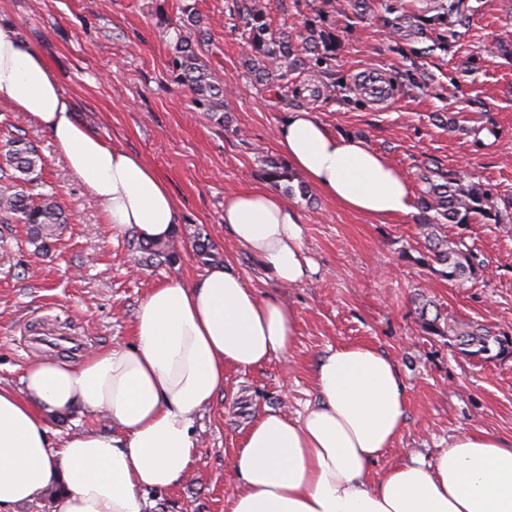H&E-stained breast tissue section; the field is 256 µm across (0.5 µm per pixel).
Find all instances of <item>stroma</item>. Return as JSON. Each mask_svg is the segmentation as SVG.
<instances>
[{
  "instance_id": "1",
  "label": "stroma",
  "mask_w": 512,
  "mask_h": 512,
  "mask_svg": "<svg viewBox=\"0 0 512 512\" xmlns=\"http://www.w3.org/2000/svg\"><path fill=\"white\" fill-rule=\"evenodd\" d=\"M237 0H0L11 25L48 62L79 118L154 167L179 207L175 265L139 263L131 233L107 227L59 158L49 135L23 113L0 105V142L31 141L42 178L69 222L48 254L36 253L22 224H0V382L19 386L42 353L31 328L71 333L84 352L130 344L136 311L170 278L201 279L207 244L229 258L260 296H275L299 316L289 359L228 371L224 388L195 418L194 465L166 490L145 494L144 512H225L237 482L229 461L255 417L296 414L314 401L312 370L328 347L367 344L390 356L407 386L406 425L375 471L419 457L432 461L465 430L484 429L512 444V356L483 362L424 332L420 301L443 317L512 335V210L497 224H445L440 235L484 258L483 276L444 278L422 262L425 235L416 216L375 224L318 190L289 198L299 210L304 248L316 267L305 282L278 283L224 224V196L264 179L261 156H278L284 110L308 108L333 132L362 139L421 192L426 170L454 171L512 198V0H462L467 24L430 25L434 0H265L271 27L301 42L308 29L336 35L328 73H301L285 100L258 93L245 67ZM194 4L209 35L203 56L226 90L224 124L197 110L172 78L169 18ZM387 74L389 101L360 93L365 70ZM336 83L334 97L322 96ZM458 127L449 130L448 117Z\"/></svg>"
}]
</instances>
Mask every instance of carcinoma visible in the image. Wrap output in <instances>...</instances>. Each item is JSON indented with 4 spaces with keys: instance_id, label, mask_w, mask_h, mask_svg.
Wrapping results in <instances>:
<instances>
[{
    "instance_id": "carcinoma-1",
    "label": "carcinoma",
    "mask_w": 512,
    "mask_h": 512,
    "mask_svg": "<svg viewBox=\"0 0 512 512\" xmlns=\"http://www.w3.org/2000/svg\"><path fill=\"white\" fill-rule=\"evenodd\" d=\"M242 26V36L247 47V65L250 81L263 89H286L292 73L307 69L317 70L331 59L336 51V35L325 30H313L305 42L304 51L293 45L288 35L276 33L271 28L264 0H242L237 6ZM160 23L173 27L176 38L171 54L174 80L188 87L195 106L211 120L224 123V86L213 76L209 66L199 53L205 38L200 16L191 5L183 8L179 23L172 24L164 13H159ZM465 21L458 0H448L438 5V13L428 17L430 22L446 19ZM0 224H26L30 242L36 250L49 249L50 240L60 225L67 223L64 209L52 193L42 191L45 183L41 178L42 158L23 137L11 138L0 147ZM264 175L275 188L284 187L286 192L308 196L304 185H289L287 166L268 156L263 159ZM434 180L423 174L420 180L426 184L418 199L420 224L429 243V260L442 266L441 274L450 281L474 279L484 269L483 261L461 242L450 241L436 233L441 224H472L482 220L486 224H498L501 211L489 189L479 182L467 181L455 173H437ZM136 248L150 257L162 258L170 264L177 261L173 241L152 243L137 241ZM422 327L426 333L448 336L467 356L485 361L512 355V337L506 333H493L484 328L462 330L448 322L440 323V313L428 317V305L419 308Z\"/></svg>"
}]
</instances>
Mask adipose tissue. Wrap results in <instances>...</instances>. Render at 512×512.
Instances as JSON below:
<instances>
[{"mask_svg":"<svg viewBox=\"0 0 512 512\" xmlns=\"http://www.w3.org/2000/svg\"><path fill=\"white\" fill-rule=\"evenodd\" d=\"M0 104L51 137L68 170L105 207L111 230L171 238L177 203L139 155L83 123L46 60L0 24ZM290 168L327 198L384 224L415 211L406 176L362 140L294 109L278 127ZM224 223L276 281L314 271L296 207L259 182L224 197ZM299 318L258 296L229 263L194 284L167 280L147 294L133 341L75 363L30 361L20 387L0 384V512H16L52 485L60 512H143L145 490L171 488L197 451L195 416L224 387L227 370L287 356ZM316 402L269 410L232 460L238 481L225 512H512V448L492 433L454 436L431 463L371 469L406 424V386L394 362L366 345L328 348L316 361ZM103 414L111 429L53 438L47 419L73 409Z\"/></svg>","mask_w":512,"mask_h":512,"instance_id":"1","label":"adipose tissue"}]
</instances>
